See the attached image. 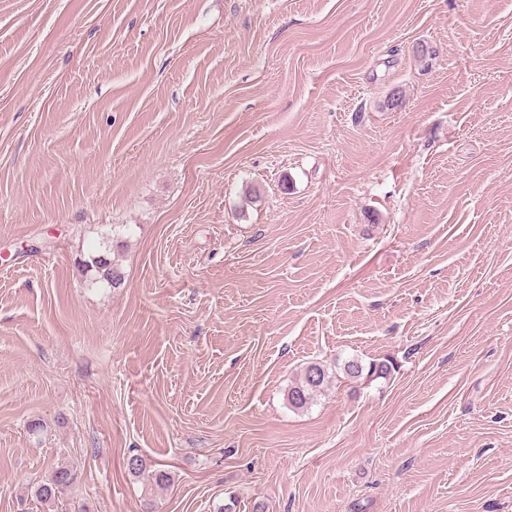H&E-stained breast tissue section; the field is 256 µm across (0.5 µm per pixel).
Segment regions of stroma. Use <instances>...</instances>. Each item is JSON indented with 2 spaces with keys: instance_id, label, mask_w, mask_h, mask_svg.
Here are the masks:
<instances>
[{
  "instance_id": "obj_1",
  "label": "stroma",
  "mask_w": 512,
  "mask_h": 512,
  "mask_svg": "<svg viewBox=\"0 0 512 512\" xmlns=\"http://www.w3.org/2000/svg\"><path fill=\"white\" fill-rule=\"evenodd\" d=\"M349 357L397 368L289 408ZM58 467L67 512H512V0H0V512ZM86 265L98 273L99 280L95 283L105 282L110 287L115 288L122 280L119 267L112 261L110 250L107 249V246L102 245L91 253L89 260L86 261ZM336 371L321 362L308 363L293 385L288 389L287 400L294 409L308 408L319 394L325 391L336 378ZM126 466L133 476H143L151 486L163 488L171 481V475L168 471L161 468L151 469L152 466L147 465L146 460L140 455L129 456Z\"/></svg>"
}]
</instances>
